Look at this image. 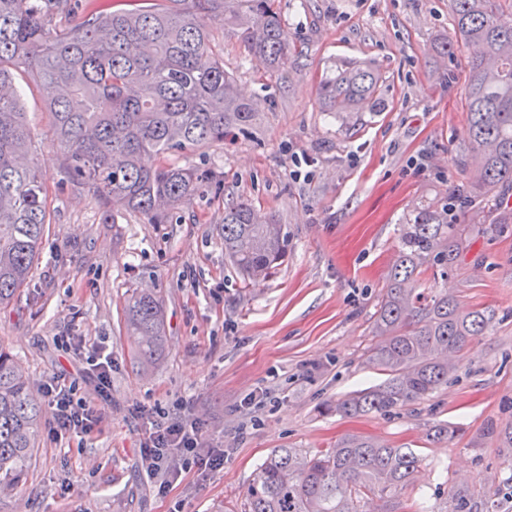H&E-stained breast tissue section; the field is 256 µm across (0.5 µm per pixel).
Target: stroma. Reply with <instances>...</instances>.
I'll return each mask as SVG.
<instances>
[{
  "instance_id": "stroma-1",
  "label": "stroma",
  "mask_w": 512,
  "mask_h": 512,
  "mask_svg": "<svg viewBox=\"0 0 512 512\" xmlns=\"http://www.w3.org/2000/svg\"><path fill=\"white\" fill-rule=\"evenodd\" d=\"M278 2L292 46L278 70L214 24L213 49L256 116L233 142L168 154L169 164L211 178L164 224L110 210L66 179L49 106L31 77L15 72L51 227L20 301L0 307V344L36 390L76 373L83 346L105 345L112 408L82 439L38 426L27 475L0 494V512H241L272 449L313 454L352 432L421 454L419 477L400 498L405 512L417 501L451 512L449 493L459 488L477 512H512V447L498 437L512 425V223L497 210L480 221L459 213L467 243L456 265L417 283L447 289L462 310L496 312L447 385L387 415L320 411L383 381L369 355L401 226L419 205L473 181L455 163L470 148V51L454 38L448 0ZM448 40L446 56L438 48ZM345 58L378 67L379 105L321 109L319 82ZM233 198L283 226L288 255L270 278L244 283L224 254V205ZM142 290L161 299L167 336L146 376L123 319ZM185 400L224 466L188 468L178 458L167 482L141 460L147 423L135 409L156 404L179 417ZM444 422L456 437L429 440Z\"/></svg>"
}]
</instances>
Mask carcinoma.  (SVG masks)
Listing matches in <instances>:
<instances>
[{"mask_svg": "<svg viewBox=\"0 0 512 512\" xmlns=\"http://www.w3.org/2000/svg\"><path fill=\"white\" fill-rule=\"evenodd\" d=\"M0 0V306L19 298L50 224L44 174L28 162L32 136L13 71L22 67L47 99L55 137L67 148L68 176L112 207L164 224L207 178L196 166L164 161L172 151L222 142L255 117L224 61L212 56L210 24L221 18L270 68L290 50L275 0ZM454 33L472 48L468 139L461 160L477 172L466 192L441 206L422 205L402 225L397 259L373 329L381 342L370 361L388 373L376 387L336 400L343 416L391 413L448 383L453 357L492 326L488 309L459 312L448 294L415 288L427 272L442 276L464 247L457 211L488 201L507 213L500 189L512 184V4L449 0ZM89 10L75 25L63 22ZM380 77L345 60L320 83L329 112H355L378 100ZM224 251L241 277L264 279L287 257L282 225L245 199L224 206ZM144 371L166 348L164 307L150 293L124 311ZM41 404L13 356L0 347V482L25 473ZM421 459L352 434L313 455L275 448L257 469L244 512H362L377 498L396 512ZM451 512H476L463 490Z\"/></svg>", "mask_w": 512, "mask_h": 512, "instance_id": "carcinoma-1", "label": "carcinoma"}]
</instances>
